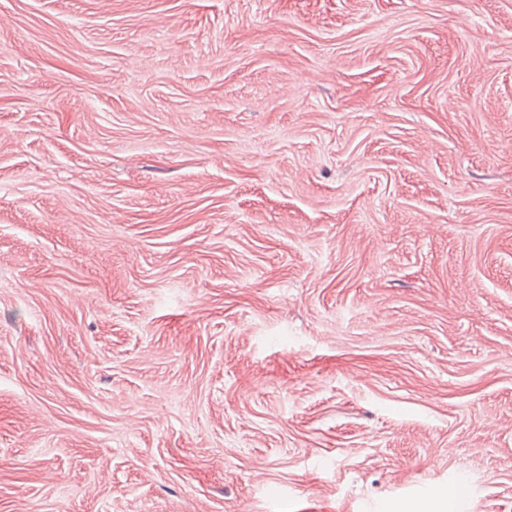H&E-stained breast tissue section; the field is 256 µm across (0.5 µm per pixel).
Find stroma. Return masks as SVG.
Here are the masks:
<instances>
[{
	"instance_id": "stroma-1",
	"label": "stroma",
	"mask_w": 512,
	"mask_h": 512,
	"mask_svg": "<svg viewBox=\"0 0 512 512\" xmlns=\"http://www.w3.org/2000/svg\"><path fill=\"white\" fill-rule=\"evenodd\" d=\"M512 512V0H0V512ZM466 495V489L462 484H452L446 488L433 490L430 500L436 501L440 507L448 509V511H457L459 504Z\"/></svg>"
}]
</instances>
